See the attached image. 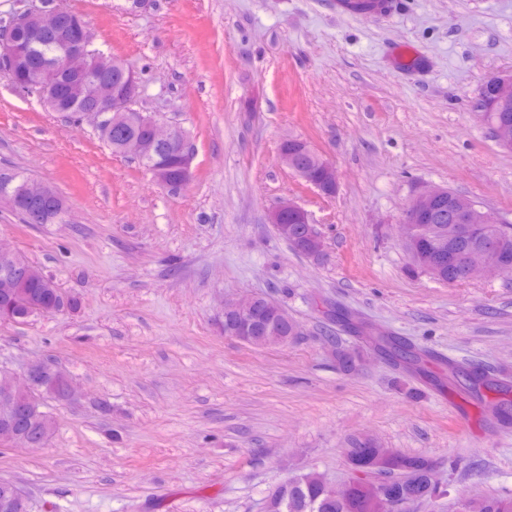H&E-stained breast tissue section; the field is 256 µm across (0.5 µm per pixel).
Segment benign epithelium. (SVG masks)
Here are the masks:
<instances>
[{
  "instance_id": "1",
  "label": "benign epithelium",
  "mask_w": 512,
  "mask_h": 512,
  "mask_svg": "<svg viewBox=\"0 0 512 512\" xmlns=\"http://www.w3.org/2000/svg\"><path fill=\"white\" fill-rule=\"evenodd\" d=\"M43 42H51L61 50L62 62L27 65L31 47ZM87 57L93 60L95 73L91 78L83 80V92L77 102V111L83 116L94 118L110 136L113 126L134 118L131 104L140 93V78L135 69L123 60L94 50L92 32L83 18L50 0H42V7L26 9L0 25V73L7 75L15 85L22 81L33 88L38 100L52 110L58 107L60 89L69 83L72 61ZM114 70L121 75L116 85L111 83ZM490 85L495 104H512L511 74L491 79ZM147 123L151 133L146 142L128 141L125 146L137 150L150 161L149 170L159 185L168 189L172 187L167 174L169 160L178 165L180 184H186L191 176L194 159V150L187 134L165 121L152 118ZM495 136L502 149L512 150L511 123L497 124ZM280 154L282 162L320 194H334L337 178L331 165L325 163L316 169L299 167L294 161L295 153L286 144L281 147ZM14 180L13 171L0 170V203L7 204L12 211L17 212L32 200L34 204L28 211L30 219L38 220L40 212L49 208L57 213L59 220H64L66 210L61 203V195L53 187L30 180L24 187L16 188ZM434 218L439 224L431 238V246L421 250L417 246L421 224ZM492 221L493 218L469 198L453 194L446 187H432L416 195L410 203L404 215L406 233L402 243L411 255L413 265L435 278L439 277L445 260L450 267L462 266L466 280L478 272L496 275L506 254L503 246L508 242V236L502 234L479 238L475 232L476 225ZM271 224L284 239L288 238V225H306L307 251L313 256L322 253L323 240L308 212L297 203L291 200L279 203L271 213ZM259 299L260 296L251 295L224 303V335L240 339L259 330ZM43 366L42 361L27 366V384L24 386L17 383L14 375L6 374L0 386V410L15 413L16 403L34 390L37 375ZM397 457L396 451L386 449L374 455L370 467L395 469ZM366 478L363 468L354 465L349 469V477L343 486L338 490L330 489V493L336 498L349 499L355 485Z\"/></svg>"
}]
</instances>
